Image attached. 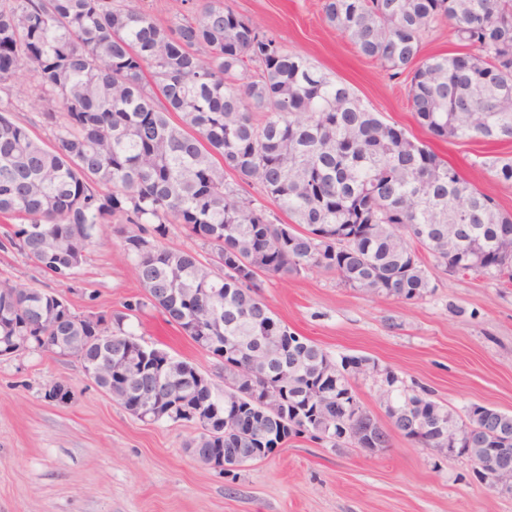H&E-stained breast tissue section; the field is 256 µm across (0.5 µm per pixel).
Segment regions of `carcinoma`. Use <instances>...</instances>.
Segmentation results:
<instances>
[{
  "label": "carcinoma",
  "instance_id": "obj_1",
  "mask_svg": "<svg viewBox=\"0 0 512 512\" xmlns=\"http://www.w3.org/2000/svg\"><path fill=\"white\" fill-rule=\"evenodd\" d=\"M180 2L164 26L135 0H0V217L22 221L9 246L61 279L84 263L98 226L118 224L145 298L96 315L84 332L101 343L88 361H112L137 342L126 321L147 305L183 331L194 323L217 337L215 358L226 344L244 341L250 353L258 336L283 337L277 360L242 370L251 385L238 400L248 423L265 392L280 389L281 371L295 372L281 389L283 422L255 425L276 435L266 442L274 448L288 442V423L357 398L350 379L363 359L338 365L289 331L254 270L318 268L350 288L410 300L430 288L417 244L445 265L511 282L512 260L474 261L512 245V212L224 0ZM323 12L361 56L394 77L411 73V110L432 138H512V0H325ZM443 21L457 49L421 58ZM32 99L51 126L46 142L8 117ZM486 165L512 183V159ZM227 171L259 185L293 222L241 195ZM169 224L184 225L208 256L166 245ZM450 224L459 225L452 256ZM49 238L61 246L46 250ZM82 318L53 293L0 281L1 352L18 336L29 337V352L56 350ZM164 363L186 369L172 383L183 393L196 368L157 348L137 380L104 373L94 383L131 394L129 411ZM397 403L425 417L436 406L401 389ZM395 431L425 448L437 437ZM210 434L227 457L255 447L222 420Z\"/></svg>",
  "mask_w": 512,
  "mask_h": 512
}]
</instances>
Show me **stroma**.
<instances>
[{"label": "stroma", "mask_w": 512, "mask_h": 512, "mask_svg": "<svg viewBox=\"0 0 512 512\" xmlns=\"http://www.w3.org/2000/svg\"><path fill=\"white\" fill-rule=\"evenodd\" d=\"M260 22L288 50L348 85L387 123L404 127L453 164L471 188L512 212V184L487 161L512 158V139H433L414 120L408 75L390 77L362 57L324 19V0H225ZM430 280L423 297L374 296L312 269L264 280L261 296L290 331L334 360L369 359L351 384L363 406L389 425L378 397L379 369L408 390L458 415L474 406L512 413V285L454 274L420 254ZM53 293L79 314L112 313L144 296L112 225L96 233L73 278L60 280L0 245V280ZM130 325L141 343L189 361L223 388L224 371L160 310L148 306ZM69 384L72 403L49 401L53 382ZM188 422L147 423L112 401L73 357L23 352L0 357V512H512V494L477 481L463 457H448L392 435L370 454L306 437L268 458L219 472L186 444Z\"/></svg>", "instance_id": "stroma-1"}]
</instances>
